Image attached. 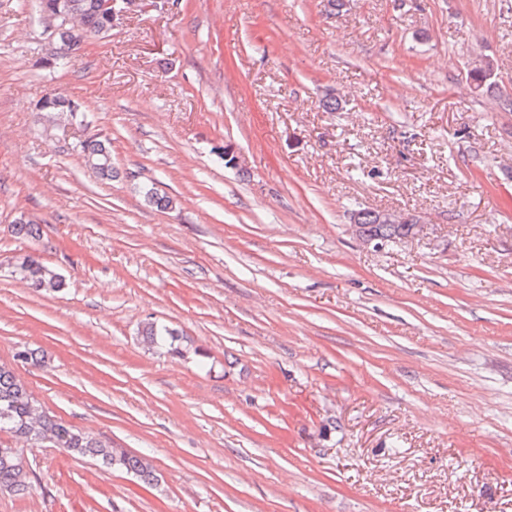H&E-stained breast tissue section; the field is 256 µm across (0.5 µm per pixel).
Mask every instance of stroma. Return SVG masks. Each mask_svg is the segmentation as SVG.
Returning a JSON list of instances; mask_svg holds the SVG:
<instances>
[{"mask_svg":"<svg viewBox=\"0 0 512 512\" xmlns=\"http://www.w3.org/2000/svg\"><path fill=\"white\" fill-rule=\"evenodd\" d=\"M342 2L179 0L52 65L38 0H0V363L43 351L42 407L160 475L25 441L0 512H512V0ZM362 209L424 228L366 248ZM81 148L85 162H88L89 158L97 159L103 157V155H109L111 162L107 166L92 168L95 170L94 173L101 179H112L114 169L112 168V152L109 146L104 141L89 140L82 142ZM14 272L36 292H58L64 285L63 280L35 255H27L18 261ZM141 336L144 344L154 349L165 347L169 339L172 341L177 335L173 330L159 326L155 322H148L143 326Z\"/></svg>","mask_w":512,"mask_h":512,"instance_id":"stroma-1","label":"stroma"}]
</instances>
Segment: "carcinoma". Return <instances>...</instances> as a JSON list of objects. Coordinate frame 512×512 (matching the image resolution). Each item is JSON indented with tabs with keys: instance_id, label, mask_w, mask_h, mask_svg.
I'll list each match as a JSON object with an SVG mask.
<instances>
[{
	"instance_id": "carcinoma-1",
	"label": "carcinoma",
	"mask_w": 512,
	"mask_h": 512,
	"mask_svg": "<svg viewBox=\"0 0 512 512\" xmlns=\"http://www.w3.org/2000/svg\"><path fill=\"white\" fill-rule=\"evenodd\" d=\"M105 0H39L40 17L49 22L58 14L69 16V23H58L55 30L56 45L68 53L80 48L81 43L95 36L110 32L109 19L104 7ZM47 121L54 122L60 114L70 112L66 98L49 94L44 98ZM84 159L112 155L109 146L100 140L85 141L81 145ZM144 201L160 209L172 207L173 200L149 188L143 191ZM358 222L365 231L388 243L400 242L412 233L415 217L400 224H381L375 210L358 211ZM14 272L37 292H58L63 280L45 266L35 255H27L16 263ZM144 344L151 348H163L175 338V332L154 322L146 323L141 331ZM0 432L26 441L47 440L65 451L91 457L109 468L124 469L136 475L142 482L155 485L157 474L152 463L129 454L122 448L103 444L93 435L56 419L40 407L24 383L14 371L0 364ZM32 490V481L19 455L18 449L0 441V492L25 494Z\"/></svg>"
}]
</instances>
